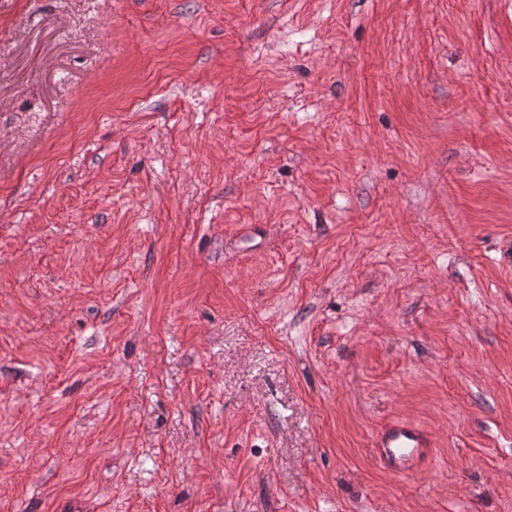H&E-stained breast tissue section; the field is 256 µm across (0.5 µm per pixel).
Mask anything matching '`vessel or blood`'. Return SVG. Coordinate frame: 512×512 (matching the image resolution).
I'll return each instance as SVG.
<instances>
[{"label": "vessel or blood", "mask_w": 512, "mask_h": 512, "mask_svg": "<svg viewBox=\"0 0 512 512\" xmlns=\"http://www.w3.org/2000/svg\"><path fill=\"white\" fill-rule=\"evenodd\" d=\"M380 462L393 474L418 471L431 457L433 443L427 432L410 422L386 426L375 438Z\"/></svg>", "instance_id": "b4317fda"}]
</instances>
